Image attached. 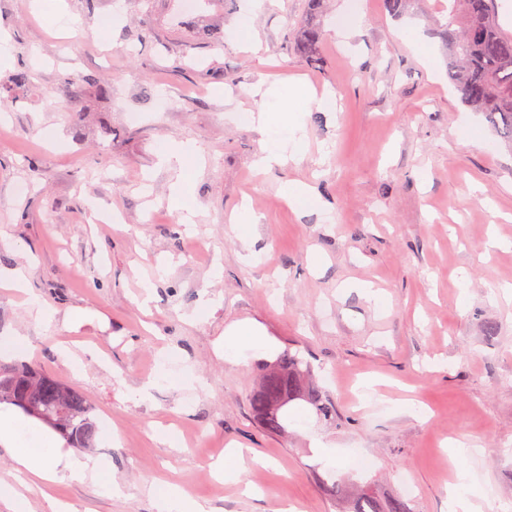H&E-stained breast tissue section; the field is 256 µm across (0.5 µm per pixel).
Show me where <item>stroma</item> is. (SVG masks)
I'll return each instance as SVG.
<instances>
[{
	"instance_id": "obj_1",
	"label": "stroma",
	"mask_w": 512,
	"mask_h": 512,
	"mask_svg": "<svg viewBox=\"0 0 512 512\" xmlns=\"http://www.w3.org/2000/svg\"><path fill=\"white\" fill-rule=\"evenodd\" d=\"M350 3L362 19L341 42L336 17ZM245 7L212 0L188 16L178 0H0V81L30 77L0 92V270L33 264L30 295L59 313L29 322L27 297L0 288V336L27 337L26 362L111 422L113 440L95 452L123 493L74 478L30 488L1 447L0 480L25 491L33 512L58 501L73 512H156L152 491L164 484L214 512H337L319 480L331 469L343 487L408 496L411 512H448L461 440L476 446L466 461L476 503L501 512L512 501V298L500 290L512 284V149L448 80L435 34L448 0H419L397 20L382 0H330L320 70L290 40L306 0H277L256 18V56L234 38ZM277 77L335 105L299 103L302 161L261 172L264 133L238 114L262 110ZM464 126L472 139L459 137ZM180 142L202 157L190 224L168 206L179 171L159 156ZM291 180L310 185L318 207L289 208L280 186ZM245 201L260 217L248 248L228 222ZM493 237L505 248H490ZM362 283L389 307L366 301ZM203 304L207 317L193 318ZM77 313L79 325L65 326ZM244 321L270 349L225 360L218 343ZM65 349L81 369L64 364ZM286 349L336 417L320 421L301 402L278 435L256 422L249 395L259 363ZM163 364L185 381L158 379ZM370 377L382 400L362 396ZM143 387L145 397L122 399ZM161 428L179 449L155 440ZM233 448L254 496L213 473Z\"/></svg>"
}]
</instances>
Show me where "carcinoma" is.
<instances>
[{"label":"carcinoma","instance_id":"1","mask_svg":"<svg viewBox=\"0 0 512 512\" xmlns=\"http://www.w3.org/2000/svg\"><path fill=\"white\" fill-rule=\"evenodd\" d=\"M325 0H308L305 19L294 43L315 67L322 65V11ZM436 35L448 51V78L463 103L481 113L502 142L512 146V33L497 21V0H448V14L438 21ZM10 372L0 374V404L55 430L72 448L95 447L98 423L85 395L42 369L16 360L0 359ZM308 369L290 351L261 367V382L250 396L252 412L269 433L285 430L288 405L304 401L323 421L335 409L307 382ZM348 512H411L402 497L381 501L367 490L354 498Z\"/></svg>","mask_w":512,"mask_h":512}]
</instances>
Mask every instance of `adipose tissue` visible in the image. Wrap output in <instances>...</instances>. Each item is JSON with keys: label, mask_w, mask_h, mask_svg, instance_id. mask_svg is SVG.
Returning <instances> with one entry per match:
<instances>
[{"label": "adipose tissue", "mask_w": 512, "mask_h": 512, "mask_svg": "<svg viewBox=\"0 0 512 512\" xmlns=\"http://www.w3.org/2000/svg\"><path fill=\"white\" fill-rule=\"evenodd\" d=\"M244 122H258L266 139L257 161L259 168L271 170L290 161L301 160L304 134L299 112H289L275 122L240 116ZM265 341L253 324L243 322L227 330L219 344L222 355L237 361L249 352L263 349ZM0 447L9 449L18 471L39 483H53L64 477L88 479L101 489L120 493L112 479L111 461L65 450L58 435L43 425H35L12 408H0Z\"/></svg>", "instance_id": "ef3b65f1"}]
</instances>
